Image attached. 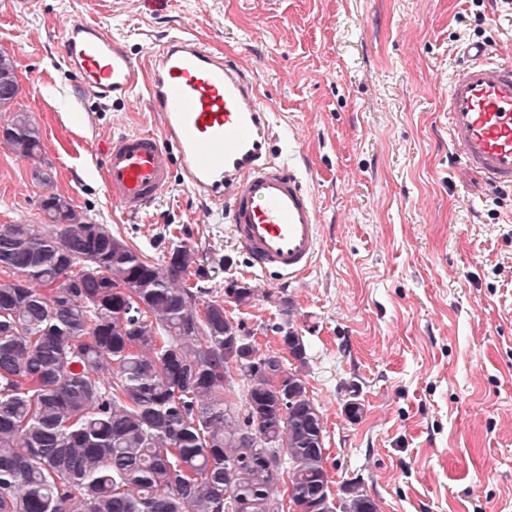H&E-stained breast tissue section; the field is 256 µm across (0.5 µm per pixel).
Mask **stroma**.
Listing matches in <instances>:
<instances>
[{"mask_svg": "<svg viewBox=\"0 0 512 512\" xmlns=\"http://www.w3.org/2000/svg\"><path fill=\"white\" fill-rule=\"evenodd\" d=\"M75 17L136 57L191 36L256 78L273 146L290 145L318 207L310 271L252 273L223 216L178 174L141 215L107 196L100 145L160 124L145 88L124 103L81 94L60 51ZM466 40L512 56V4L0 0L16 105L52 165L50 183L34 182L31 162L0 144V224L37 217L53 193L152 260L195 248L208 298L265 352L281 350L273 327L290 306L334 498L356 483L378 512H512V191L449 160L448 81ZM232 281L253 289L249 303L225 297Z\"/></svg>", "mask_w": 512, "mask_h": 512, "instance_id": "stroma-1", "label": "stroma"}]
</instances>
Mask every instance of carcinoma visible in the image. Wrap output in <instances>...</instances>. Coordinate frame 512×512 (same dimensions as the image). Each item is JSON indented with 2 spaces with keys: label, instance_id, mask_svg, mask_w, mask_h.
Instances as JSON below:
<instances>
[{
  "label": "carcinoma",
  "instance_id": "1",
  "mask_svg": "<svg viewBox=\"0 0 512 512\" xmlns=\"http://www.w3.org/2000/svg\"><path fill=\"white\" fill-rule=\"evenodd\" d=\"M14 73L1 50L4 109ZM8 124L37 175L38 124L25 111ZM41 209L0 224V512H377L354 488L334 504L291 309L274 327L294 360L280 382L253 369L260 349L224 300L186 284L204 277L196 250L155 262L112 247L62 195Z\"/></svg>",
  "mask_w": 512,
  "mask_h": 512
}]
</instances>
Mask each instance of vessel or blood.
Returning a JSON list of instances; mask_svg holds the SVG:
<instances>
[{"instance_id":"b4317fda","label":"vessel or blood","mask_w":512,"mask_h":512,"mask_svg":"<svg viewBox=\"0 0 512 512\" xmlns=\"http://www.w3.org/2000/svg\"><path fill=\"white\" fill-rule=\"evenodd\" d=\"M457 53L448 83L452 160L492 188L512 189V58L473 40ZM61 54L89 97L128 100L148 76L160 135L115 133L102 150L107 194L126 213H145L168 187L172 146L181 184L223 207L255 273L290 280L310 269L320 249L317 205L301 171L269 147L273 109L254 77L186 35L138 59L84 21L67 27Z\"/></svg>"}]
</instances>
